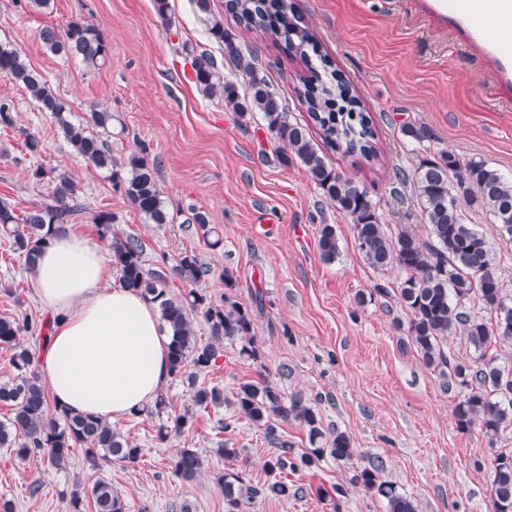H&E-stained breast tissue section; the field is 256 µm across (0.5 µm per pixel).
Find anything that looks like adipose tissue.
<instances>
[{"instance_id": "obj_1", "label": "adipose tissue", "mask_w": 512, "mask_h": 512, "mask_svg": "<svg viewBox=\"0 0 512 512\" xmlns=\"http://www.w3.org/2000/svg\"><path fill=\"white\" fill-rule=\"evenodd\" d=\"M33 273L55 320L38 373L57 405L114 421L153 402L170 379L156 304L112 287L101 248L70 230L49 239Z\"/></svg>"}]
</instances>
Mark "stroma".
Returning a JSON list of instances; mask_svg holds the SVG:
<instances>
[{"mask_svg": "<svg viewBox=\"0 0 512 512\" xmlns=\"http://www.w3.org/2000/svg\"><path fill=\"white\" fill-rule=\"evenodd\" d=\"M296 3L378 132V162L356 163L332 152L327 160L369 190L386 224L423 228L411 185L394 177L396 169H413L421 157L448 150L485 161L512 179V82H495L486 54L465 31L449 26L435 0ZM224 4L210 0L203 13L195 0H169L163 19L153 0H51L43 11L30 0H0V42L44 76L70 105L74 120L108 108L113 154L148 146L172 221L150 223L113 191L106 173L70 152L49 113L1 77L0 100L11 104L13 123L0 124V199L24 212L49 192L33 171H63L90 205L75 228L92 241L100 239L94 212L109 211L119 228L143 241L147 269L171 268L180 253L196 252L212 269L203 286L217 303L229 291L223 271L234 273L236 286L229 292L252 312L260 357L243 359L239 341H225L206 383L229 395L240 382L263 378L282 395L302 392L325 432L348 433L358 450L353 461L327 456L314 469L290 474L289 483L305 485V498H259L246 512H386L380 499L350 484L375 456L385 462V479L414 498L419 512H490L491 470H475L473 462L487 463L492 450L479 430H457L456 393L409 345L410 314L397 292L401 273L365 263L349 217L326 201L298 160L282 161L283 146L260 113L239 119L225 110L221 97L204 96L192 83V59L206 53L222 79L246 88L245 76L208 33L217 17L241 47L256 48L261 71L292 116L309 120L292 92L307 73L299 56L284 54L268 33L240 29ZM74 19L103 33L110 48L103 66L53 55L41 43L42 27L62 29ZM406 123L424 126L427 140L403 137ZM29 133L42 143L34 157L24 148ZM195 209L220 229L221 248L209 249L188 224ZM324 224L335 225L339 238L340 253L331 263L321 260L317 247ZM40 308L32 271L0 237V317ZM220 418L231 424L222 433L215 428ZM154 424L144 415L115 423L144 450L134 467L92 469L77 449L67 468L58 470L0 448V498L11 501L14 512H68L73 482L105 480L123 496L128 512H179L186 501L195 512H225L219 474L234 469L250 485L265 483L264 462L275 447L265 428L240 417L232 403L199 413L189 434L163 445L154 438ZM221 441L239 449L237 461L216 455ZM186 445L205 458L203 473L191 482L171 469L177 448ZM336 484L348 486L345 497L319 496V489Z\"/></svg>", "mask_w": 512, "mask_h": 512, "instance_id": "35a3bbf8", "label": "stroma"}]
</instances>
